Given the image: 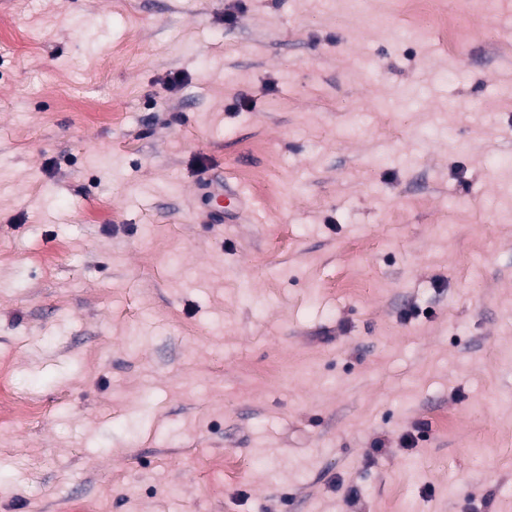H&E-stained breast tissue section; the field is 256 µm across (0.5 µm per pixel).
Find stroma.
I'll return each mask as SVG.
<instances>
[{"label": "stroma", "mask_w": 512, "mask_h": 512, "mask_svg": "<svg viewBox=\"0 0 512 512\" xmlns=\"http://www.w3.org/2000/svg\"><path fill=\"white\" fill-rule=\"evenodd\" d=\"M469 5L452 43L403 0H0L42 409L0 512H512V0Z\"/></svg>", "instance_id": "1"}]
</instances>
